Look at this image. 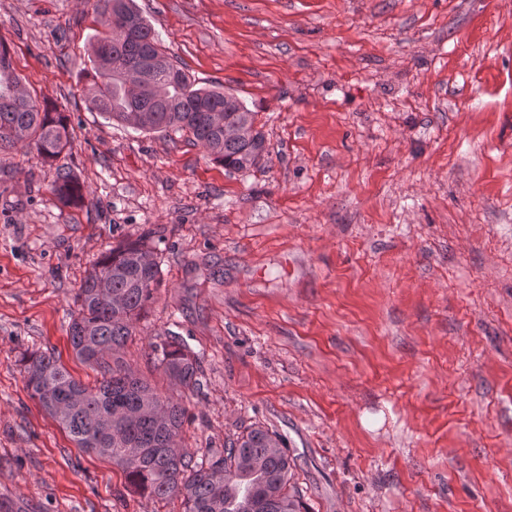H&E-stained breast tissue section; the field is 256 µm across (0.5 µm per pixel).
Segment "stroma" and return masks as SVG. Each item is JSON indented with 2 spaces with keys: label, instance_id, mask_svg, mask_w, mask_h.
<instances>
[{
  "label": "stroma",
  "instance_id": "stroma-1",
  "mask_svg": "<svg viewBox=\"0 0 512 512\" xmlns=\"http://www.w3.org/2000/svg\"><path fill=\"white\" fill-rule=\"evenodd\" d=\"M202 87L256 114L266 164L90 111L89 0H0V41L73 145L0 154V512H182L131 492L32 399L87 269L145 238L161 286L123 350L186 410L182 449L257 424L309 512H512V0H135ZM74 171L80 206L50 192ZM197 355L169 383L152 343Z\"/></svg>",
  "mask_w": 512,
  "mask_h": 512
}]
</instances>
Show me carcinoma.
I'll use <instances>...</instances> for the list:
<instances>
[{
    "mask_svg": "<svg viewBox=\"0 0 512 512\" xmlns=\"http://www.w3.org/2000/svg\"><path fill=\"white\" fill-rule=\"evenodd\" d=\"M132 16L137 25L124 36L100 21L103 30L90 41L88 82L90 110L131 124L142 132L187 131L224 167H258L268 151L255 113L222 88H198L162 47L133 0H96L95 12ZM160 60L153 81L166 87L159 101L151 94L132 95L121 72L146 58ZM21 86L0 42V152L18 145L35 148L46 161L71 147L68 118L56 107L32 98L21 100ZM255 129L249 138L227 139L214 125L213 112ZM64 206L85 202L83 186L60 168L52 188ZM161 283L159 263L143 240L122 243L104 253L87 272L74 296L69 335L82 362L98 369L97 385L87 387L59 363L55 353L34 351L21 358L26 388L40 406L68 431L78 447L106 457L122 469L128 487L160 503L180 500L182 512H302L298 490L291 485L293 465L279 449L275 433L254 426L224 443V451L198 458L184 454L179 442L186 410L123 366L121 352L137 321L146 313ZM155 360L170 381L196 385L198 358L176 339L152 345Z\"/></svg>",
    "mask_w": 512,
    "mask_h": 512,
    "instance_id": "1",
    "label": "carcinoma"
}]
</instances>
